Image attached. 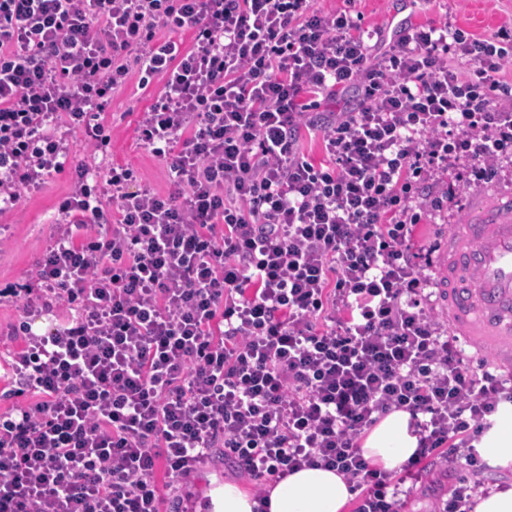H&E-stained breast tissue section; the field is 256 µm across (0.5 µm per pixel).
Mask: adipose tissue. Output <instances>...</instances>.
I'll return each instance as SVG.
<instances>
[{
  "mask_svg": "<svg viewBox=\"0 0 512 512\" xmlns=\"http://www.w3.org/2000/svg\"><path fill=\"white\" fill-rule=\"evenodd\" d=\"M418 448L409 412L389 413L361 443L365 459L393 471L411 459ZM482 455L496 464L512 461V414L500 416L482 437ZM354 492L336 471L306 468L274 485L268 496V512H345Z\"/></svg>",
  "mask_w": 512,
  "mask_h": 512,
  "instance_id": "obj_1",
  "label": "adipose tissue"
}]
</instances>
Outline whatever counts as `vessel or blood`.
<instances>
[{"label": "vessel or blood", "mask_w": 512, "mask_h": 512, "mask_svg": "<svg viewBox=\"0 0 512 512\" xmlns=\"http://www.w3.org/2000/svg\"><path fill=\"white\" fill-rule=\"evenodd\" d=\"M444 252L449 327L512 370V189H500L457 226Z\"/></svg>", "instance_id": "b4317fda"}]
</instances>
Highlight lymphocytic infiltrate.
Instances as JSON below:
<instances>
[{
    "instance_id": "f902f5d3",
    "label": "lymphocytic infiltrate",
    "mask_w": 512,
    "mask_h": 512,
    "mask_svg": "<svg viewBox=\"0 0 512 512\" xmlns=\"http://www.w3.org/2000/svg\"><path fill=\"white\" fill-rule=\"evenodd\" d=\"M355 4L0 0V215L71 174L13 289L0 512H193L218 449L258 512L303 468L342 474L355 512H400L429 457L467 469L432 512H472L512 373L472 368L449 335L417 229L448 213L449 169L471 186L512 162V29L389 37ZM134 72L164 80L136 133L168 163L166 196L130 166L68 162L73 134L110 143L101 114ZM43 311L57 323L35 326ZM394 410L419 440L400 483L360 445Z\"/></svg>"
}]
</instances>
